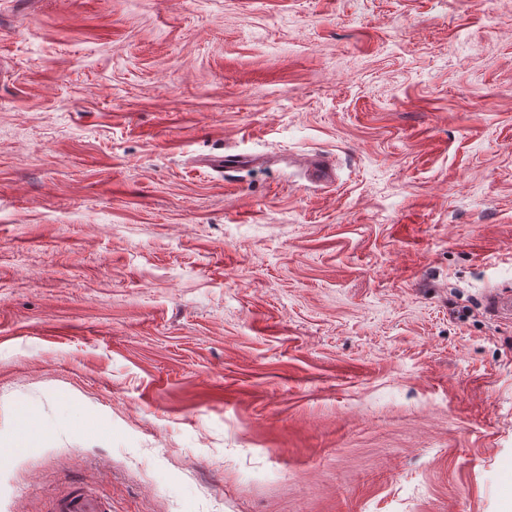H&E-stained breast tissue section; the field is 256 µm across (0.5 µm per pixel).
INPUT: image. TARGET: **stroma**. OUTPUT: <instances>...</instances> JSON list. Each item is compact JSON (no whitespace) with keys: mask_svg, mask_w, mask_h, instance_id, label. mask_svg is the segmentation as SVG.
Segmentation results:
<instances>
[{"mask_svg":"<svg viewBox=\"0 0 512 512\" xmlns=\"http://www.w3.org/2000/svg\"><path fill=\"white\" fill-rule=\"evenodd\" d=\"M504 285L512 0H0V512H507ZM54 512H105V508L97 498L74 489L58 498Z\"/></svg>","mask_w":512,"mask_h":512,"instance_id":"1","label":"stroma"}]
</instances>
